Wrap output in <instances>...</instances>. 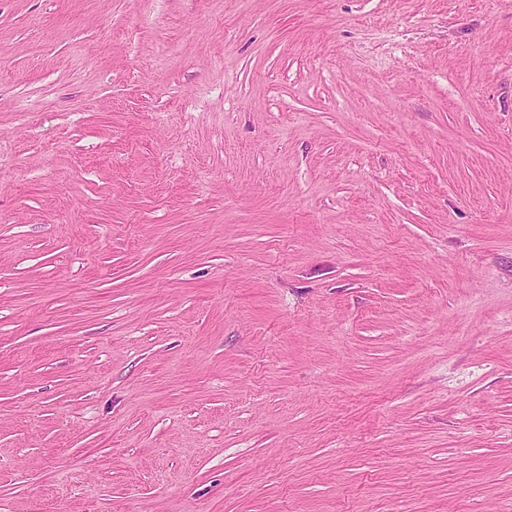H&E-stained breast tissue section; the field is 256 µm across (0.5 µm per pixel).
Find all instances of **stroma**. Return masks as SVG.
Returning a JSON list of instances; mask_svg holds the SVG:
<instances>
[{"instance_id": "1", "label": "stroma", "mask_w": 512, "mask_h": 512, "mask_svg": "<svg viewBox=\"0 0 512 512\" xmlns=\"http://www.w3.org/2000/svg\"><path fill=\"white\" fill-rule=\"evenodd\" d=\"M0 512H512V0H0Z\"/></svg>"}]
</instances>
